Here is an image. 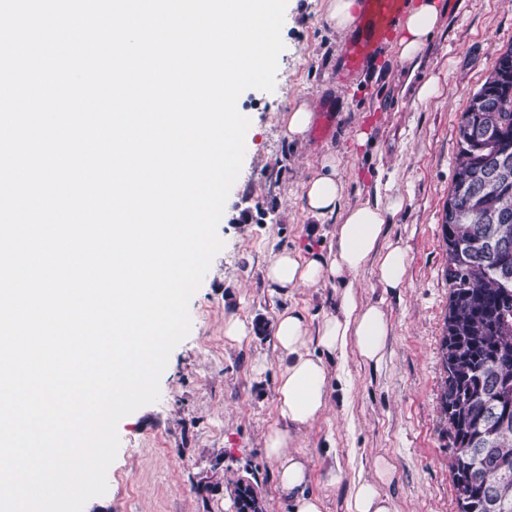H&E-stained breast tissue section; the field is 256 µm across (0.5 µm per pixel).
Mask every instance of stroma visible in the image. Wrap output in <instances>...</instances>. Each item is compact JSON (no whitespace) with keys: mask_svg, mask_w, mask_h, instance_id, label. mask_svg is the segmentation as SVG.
Wrapping results in <instances>:
<instances>
[{"mask_svg":"<svg viewBox=\"0 0 512 512\" xmlns=\"http://www.w3.org/2000/svg\"><path fill=\"white\" fill-rule=\"evenodd\" d=\"M437 3L440 23L416 71L399 66L387 45L345 76L339 61L346 39L325 23L326 0H287L274 89L239 96L250 120L242 169L217 226L223 246L189 303L191 330L169 356L159 400L120 420L107 491L83 512H234L224 490L200 486L216 468L228 479L255 473L267 512H290L264 452L267 431L280 423L283 360L273 334L231 340L224 320L271 324L290 307L315 325L328 311L332 283L281 294L268 288L263 269L277 252L332 242L334 221L307 218L301 200L302 183L329 151L347 178L344 204L374 199L386 186L402 196L388 235L410 262L403 288L394 292L378 284L371 268L355 277L359 295L382 302L389 317L385 360L376 368L349 358L332 400L349 398L351 419L328 413L298 438L310 461L309 489L323 498L324 512H345V491L331 483V467L350 469L384 453L396 467L388 488L396 512H456L453 449L438 407L449 295L442 214L458 122L500 49L512 43V0ZM431 79L437 95L419 100V87ZM304 99L315 122L307 139L287 141L283 118ZM360 130L369 134L363 146L355 141Z\"/></svg>","mask_w":512,"mask_h":512,"instance_id":"stroma-1","label":"stroma"}]
</instances>
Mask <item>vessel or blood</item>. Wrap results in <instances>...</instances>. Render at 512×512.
<instances>
[{
    "label": "vessel or blood",
    "mask_w": 512,
    "mask_h": 512,
    "mask_svg": "<svg viewBox=\"0 0 512 512\" xmlns=\"http://www.w3.org/2000/svg\"><path fill=\"white\" fill-rule=\"evenodd\" d=\"M363 15L358 33L349 42L342 70L358 71L389 41L403 16L406 0H362Z\"/></svg>",
    "instance_id": "obj_1"
}]
</instances>
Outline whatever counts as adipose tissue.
Returning a JSON list of instances; mask_svg holds the SVG:
<instances>
[{
  "label": "adipose tissue",
  "instance_id": "ef3b65f1",
  "mask_svg": "<svg viewBox=\"0 0 512 512\" xmlns=\"http://www.w3.org/2000/svg\"><path fill=\"white\" fill-rule=\"evenodd\" d=\"M439 19L434 0H421L418 7L410 9L400 24L402 35L395 46L401 66L415 64ZM302 188L304 209L311 219L337 217L334 239L319 251L274 254L265 266V281L286 291L312 288L325 280L340 282L342 288L317 327H310L306 316L294 309L280 313L275 320V342L285 365L276 389L280 423L267 433L264 448L291 512H323L322 499L307 490L309 460L295 449V440L334 409L330 397L334 361L355 355L364 363L381 365L390 322L381 304L360 298L354 278L371 263L382 288H401L408 253L387 239V226L400 211L402 197L391 195L383 202L342 207L345 183L335 153L321 156ZM394 475L391 459L376 454L357 470H332L331 481L347 487L346 512H393L386 489Z\"/></svg>",
  "mask_w": 512,
  "mask_h": 512
}]
</instances>
